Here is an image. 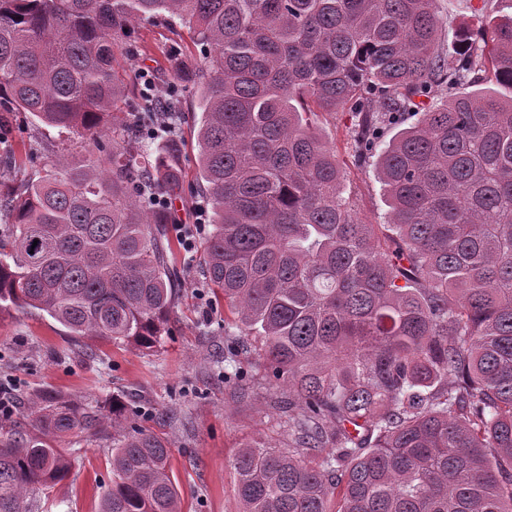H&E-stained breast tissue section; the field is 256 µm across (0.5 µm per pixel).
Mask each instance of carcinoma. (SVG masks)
Masks as SVG:
<instances>
[{"label": "carcinoma", "instance_id": "cac0c4a2", "mask_svg": "<svg viewBox=\"0 0 512 512\" xmlns=\"http://www.w3.org/2000/svg\"><path fill=\"white\" fill-rule=\"evenodd\" d=\"M435 2L0 0V112L98 151L57 154L4 201L0 315L38 310L73 337L148 350L167 332L179 273L155 201L184 194L181 143L106 123L136 25L165 17L201 49L168 63L203 77V274L262 339L261 375L233 394L288 385V443L233 460L238 512H512V0H462L448 50ZM185 92L139 108L172 125ZM338 108L385 224L359 222L313 128ZM24 413L32 430L0 433V512L65 480L63 437L129 419L44 390ZM170 454L123 432L101 512H181Z\"/></svg>", "mask_w": 512, "mask_h": 512}]
</instances>
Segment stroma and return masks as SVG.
Instances as JSON below:
<instances>
[{"label": "stroma", "mask_w": 512, "mask_h": 512, "mask_svg": "<svg viewBox=\"0 0 512 512\" xmlns=\"http://www.w3.org/2000/svg\"><path fill=\"white\" fill-rule=\"evenodd\" d=\"M138 51L119 63L132 87L142 88L141 72L155 78L154 92L165 95L173 73L164 53L189 46L184 30L165 22L138 29ZM201 111L192 95L182 99V119L175 135L183 146L186 195L176 205L181 223L193 234L195 248L185 251L173 239L181 273L170 315L168 336L145 350L113 344L99 336L70 337L45 313L13 310L0 316V398L18 404L37 388L77 396L88 405L124 402L130 422L160 434L170 444L173 478L183 497V512H237L233 459L248 441H287L288 429L273 407L276 389H261L239 400L224 382L227 343L219 326L224 305L216 301L201 272V246L209 229L198 181V148L194 131ZM345 110L320 116L317 127L335 149L346 173V194L365 224L386 221L387 207L372 162L356 160L347 135ZM0 144L12 147L18 165L0 172V195L20 181L36 177L52 152L65 149L78 159L93 147L49 128L29 113L0 115ZM112 431L91 437L66 436L71 469L49 494L36 495L32 512H98L111 484Z\"/></svg>", "instance_id": "obj_1"}]
</instances>
